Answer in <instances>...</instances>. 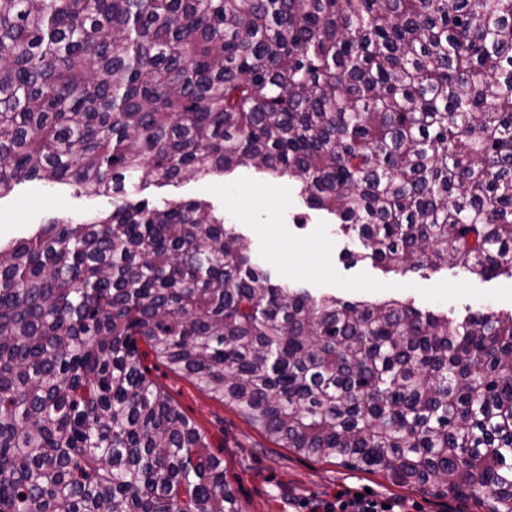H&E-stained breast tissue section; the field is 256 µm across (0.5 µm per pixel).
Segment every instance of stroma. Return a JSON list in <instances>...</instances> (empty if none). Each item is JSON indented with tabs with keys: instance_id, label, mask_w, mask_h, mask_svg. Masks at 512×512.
I'll use <instances>...</instances> for the list:
<instances>
[{
	"instance_id": "1",
	"label": "stroma",
	"mask_w": 512,
	"mask_h": 512,
	"mask_svg": "<svg viewBox=\"0 0 512 512\" xmlns=\"http://www.w3.org/2000/svg\"><path fill=\"white\" fill-rule=\"evenodd\" d=\"M126 191L157 206L209 203L223 213L225 223L234 225L274 280L292 288L352 302L396 298L453 318L488 307L512 312V278L507 276L482 278L427 263L390 272L369 259L347 264L343 255L356 249V239L340 231L333 214L309 208L294 181L285 177L241 166L206 178L143 188L130 185ZM110 206V198L85 194L73 185L23 182L0 197V240L28 236L52 219L77 222ZM139 350L154 382L223 458L225 478L245 512H308V504L331 500L340 489L412 503L416 512H485L471 500L438 497L429 487L405 488L380 472L352 470L334 460L307 458L278 447L234 409L155 360L147 345Z\"/></svg>"
}]
</instances>
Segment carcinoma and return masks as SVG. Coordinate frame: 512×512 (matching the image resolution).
Instances as JSON below:
<instances>
[{
  "label": "carcinoma",
  "instance_id": "1",
  "mask_svg": "<svg viewBox=\"0 0 512 512\" xmlns=\"http://www.w3.org/2000/svg\"><path fill=\"white\" fill-rule=\"evenodd\" d=\"M249 165L371 259L512 277V0H0V512H243L138 341L283 448L512 512V313L274 282L205 201ZM110 207L111 198L85 194L74 185L23 182L0 197V240L26 237L51 219L78 222Z\"/></svg>",
  "mask_w": 512,
  "mask_h": 512
}]
</instances>
